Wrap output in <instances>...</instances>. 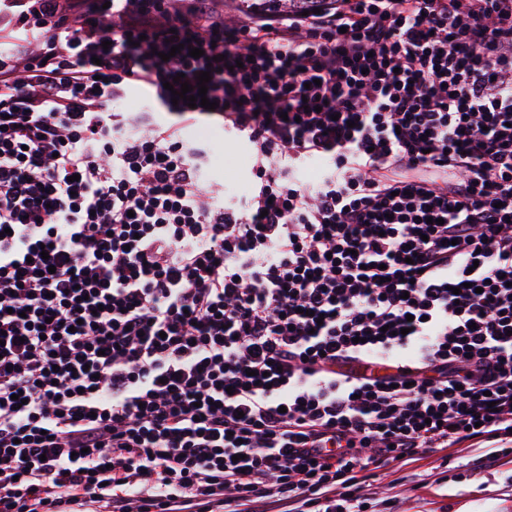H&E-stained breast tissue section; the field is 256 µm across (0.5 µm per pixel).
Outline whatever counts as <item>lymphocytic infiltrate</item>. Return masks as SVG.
Here are the masks:
<instances>
[{
  "mask_svg": "<svg viewBox=\"0 0 512 512\" xmlns=\"http://www.w3.org/2000/svg\"><path fill=\"white\" fill-rule=\"evenodd\" d=\"M204 70L215 109L173 101ZM202 119L253 150L244 208ZM510 438L512 0L0 9V512H366ZM242 7L256 5L266 13L291 12L309 10L315 6L316 0H237ZM154 95L155 91L147 87L141 90L133 91L128 95L122 107L126 112L147 111L156 105V99ZM147 100H149V103ZM206 125H195L186 131V137L206 146L209 149L208 157L203 165V178L205 183L219 196H223L224 203L244 201L253 190L254 170L252 152L249 144L234 132L213 130ZM224 150L222 153L221 144ZM215 155L224 157V167H210L206 161ZM240 158L245 162L238 163ZM233 160V164H228Z\"/></svg>",
  "mask_w": 512,
  "mask_h": 512,
  "instance_id": "lymphocytic-infiltrate-1",
  "label": "lymphocytic infiltrate"
}]
</instances>
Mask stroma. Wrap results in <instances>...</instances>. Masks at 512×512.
<instances>
[{"mask_svg": "<svg viewBox=\"0 0 512 512\" xmlns=\"http://www.w3.org/2000/svg\"><path fill=\"white\" fill-rule=\"evenodd\" d=\"M189 140L223 155L224 166L204 167L205 183L227 202L245 200L253 190L249 144L239 135L196 125ZM476 451L459 448L431 455L414 466L380 475L373 484V512H512V456L490 468H475Z\"/></svg>", "mask_w": 512, "mask_h": 512, "instance_id": "stroma-1", "label": "stroma"}]
</instances>
